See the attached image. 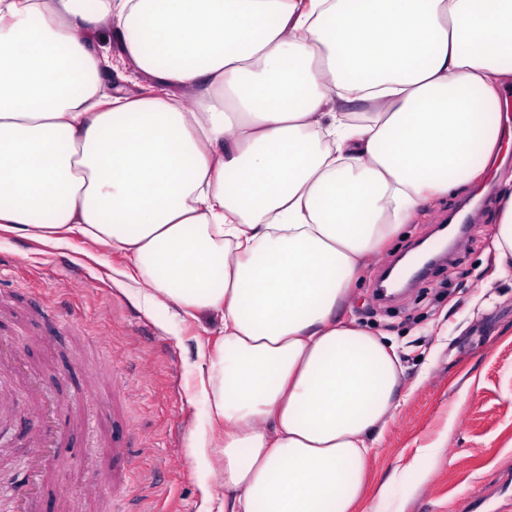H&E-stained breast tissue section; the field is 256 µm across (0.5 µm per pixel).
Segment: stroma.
I'll return each instance as SVG.
<instances>
[{"mask_svg":"<svg viewBox=\"0 0 512 512\" xmlns=\"http://www.w3.org/2000/svg\"><path fill=\"white\" fill-rule=\"evenodd\" d=\"M483 199L466 220L456 250L428 267L391 302L376 297L384 269L433 237L437 223L461 213L475 193ZM497 184L486 168L481 186L462 188L421 213L404 235L370 261L346 316L385 334L401 360V408L377 442L369 463L370 488L388 484L378 512H512V279L496 276L491 247ZM129 260L75 237L54 246L0 229V302L8 306L13 334L22 336L20 356L40 370L60 399L84 390L111 399L113 383L131 399L136 431L128 466L133 479L127 512H207L214 484L208 466L193 453L195 434L206 427L208 408L198 394L200 345L214 342L218 319L195 320L150 306ZM488 284L492 305L473 307ZM63 328L43 337L36 306ZM0 462L21 460L0 496L12 498L36 449L38 415L17 384L11 364H0ZM69 432L68 466L52 469V489L36 512H104L99 488L111 457L95 416L77 426L62 410ZM430 446L433 456L417 457ZM428 470L417 481L409 464Z\"/></svg>","mask_w":512,"mask_h":512,"instance_id":"1","label":"stroma"}]
</instances>
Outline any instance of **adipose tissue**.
Instances as JSON below:
<instances>
[{
	"label": "adipose tissue",
	"instance_id": "adipose-tissue-1",
	"mask_svg": "<svg viewBox=\"0 0 512 512\" xmlns=\"http://www.w3.org/2000/svg\"><path fill=\"white\" fill-rule=\"evenodd\" d=\"M108 22L149 93L105 90ZM511 85L512 0H0V225L80 234L151 304L219 315L194 454L223 512H355L402 366L340 310L481 175Z\"/></svg>",
	"mask_w": 512,
	"mask_h": 512
}]
</instances>
